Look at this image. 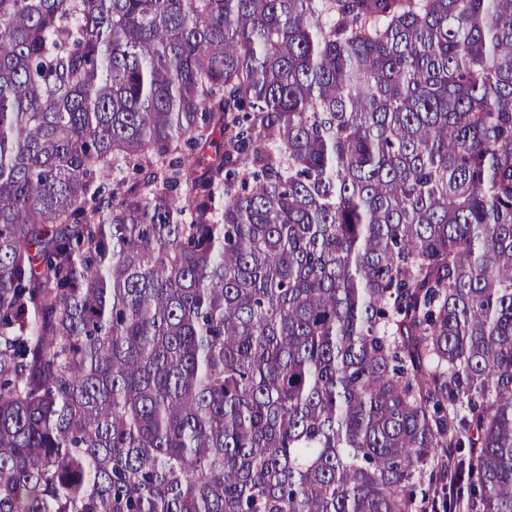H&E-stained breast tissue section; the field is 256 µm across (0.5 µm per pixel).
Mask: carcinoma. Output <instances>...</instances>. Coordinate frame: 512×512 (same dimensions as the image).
<instances>
[{
    "instance_id": "carcinoma-1",
    "label": "carcinoma",
    "mask_w": 512,
    "mask_h": 512,
    "mask_svg": "<svg viewBox=\"0 0 512 512\" xmlns=\"http://www.w3.org/2000/svg\"><path fill=\"white\" fill-rule=\"evenodd\" d=\"M512 512V0H0V512Z\"/></svg>"
}]
</instances>
